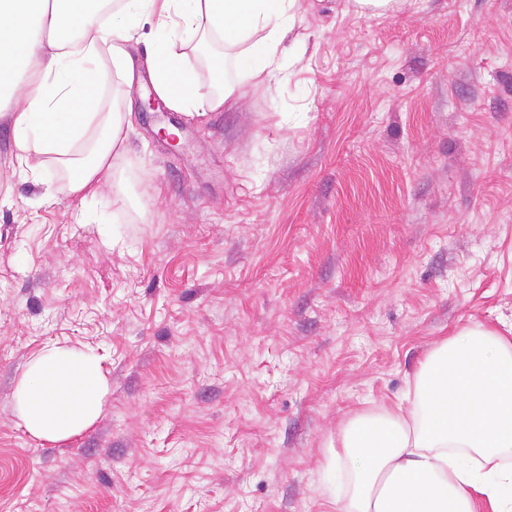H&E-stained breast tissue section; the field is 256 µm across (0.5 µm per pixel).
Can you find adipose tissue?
Here are the masks:
<instances>
[{
    "label": "adipose tissue",
    "instance_id": "obj_1",
    "mask_svg": "<svg viewBox=\"0 0 512 512\" xmlns=\"http://www.w3.org/2000/svg\"><path fill=\"white\" fill-rule=\"evenodd\" d=\"M298 0H0V113L23 174L66 172L68 195L93 197L129 152V112H92L105 69L125 82L146 70L173 112L222 111L236 82L202 91L191 56L218 33L238 49L245 80L278 74ZM151 24L154 52L130 48ZM110 390L100 359L71 348L34 355L14 392L17 417L40 439L67 441L99 418ZM339 444L356 463L336 512H512V326L443 338L424 355L405 403L357 415Z\"/></svg>",
    "mask_w": 512,
    "mask_h": 512
}]
</instances>
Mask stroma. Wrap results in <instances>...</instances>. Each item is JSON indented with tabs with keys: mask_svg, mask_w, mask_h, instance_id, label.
I'll use <instances>...</instances> for the list:
<instances>
[{
	"mask_svg": "<svg viewBox=\"0 0 512 512\" xmlns=\"http://www.w3.org/2000/svg\"><path fill=\"white\" fill-rule=\"evenodd\" d=\"M278 60L193 117L108 75L91 104L134 123L93 199L0 119V512H336L348 420L512 322V0H298ZM52 345L111 382L65 443L14 408Z\"/></svg>",
	"mask_w": 512,
	"mask_h": 512,
	"instance_id": "stroma-1",
	"label": "stroma"
}]
</instances>
